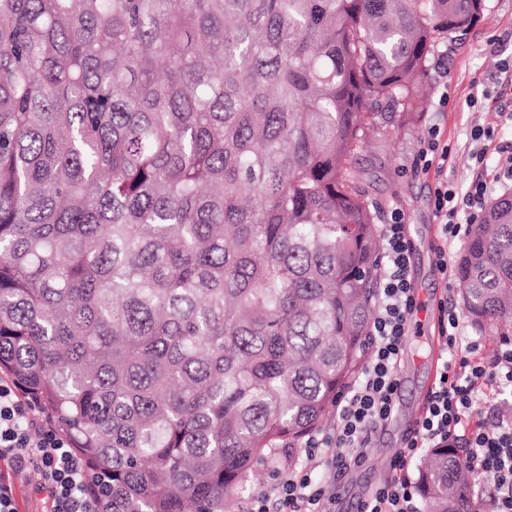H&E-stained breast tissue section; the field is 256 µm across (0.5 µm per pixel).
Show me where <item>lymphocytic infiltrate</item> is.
Returning <instances> with one entry per match:
<instances>
[{
	"label": "lymphocytic infiltrate",
	"instance_id": "obj_1",
	"mask_svg": "<svg viewBox=\"0 0 512 512\" xmlns=\"http://www.w3.org/2000/svg\"><path fill=\"white\" fill-rule=\"evenodd\" d=\"M448 165V144L437 127L425 129L414 167L434 174L435 247L440 269L448 267V247L465 240L469 221L483 212L489 185L477 177L457 196L442 175ZM465 210L468 223L456 222ZM383 248L376 283V303L369 326V360L354 382L336 398V423L330 436L311 435L304 446L307 460L325 478L282 465L270 487L252 493L245 512H336V489L349 472L366 462L378 429L393 416L401 380L399 366L410 319L416 309L411 275L414 244L401 210L394 209L379 227ZM439 336L444 357L434 386L421 413L397 451L394 476L380 484L357 512H426L420 490L409 471L410 462L441 443L463 439L471 476V512H512V407L493 408V425L475 421L489 396L512 394V339L502 338L495 351V366L487 368L479 341L464 336L461 322L447 301H439ZM0 460L17 475L36 470L48 492L49 512H99V500L88 488L81 460L66 441L43 424L32 404L23 402L13 382L0 378ZM495 492L482 497L483 483Z\"/></svg>",
	"mask_w": 512,
	"mask_h": 512
}]
</instances>
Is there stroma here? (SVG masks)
I'll return each mask as SVG.
<instances>
[{"label":"stroma","mask_w":512,"mask_h":512,"mask_svg":"<svg viewBox=\"0 0 512 512\" xmlns=\"http://www.w3.org/2000/svg\"><path fill=\"white\" fill-rule=\"evenodd\" d=\"M512 58V0H486L480 21L467 33L462 45L442 51L440 64L432 68L434 92L448 91L449 107L430 100L417 117L412 131L383 141L363 153L357 164L368 194L382 209L396 206L403 210L415 247L412 276L418 311L411 319L400 366L401 387L394 418L379 431L367 451L366 464L350 476L352 495L371 490L393 475L392 460L402 443L406 428L415 420L428 393L429 381L440 365L441 346L434 309L440 300L461 308L462 285L456 275H443L433 250V175L414 172L419 140L426 126L437 125L451 148L448 183L458 194H465L477 175L495 176V151H488L487 165L477 170L469 152L473 147L470 131L474 125L491 127L493 143H512V122L501 118L502 107L512 105V91L499 89L497 61ZM489 91L490 100L469 104L472 83Z\"/></svg>","instance_id":"1"}]
</instances>
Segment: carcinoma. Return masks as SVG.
Listing matches in <instances>:
<instances>
[{
    "label": "carcinoma",
    "instance_id": "1",
    "mask_svg": "<svg viewBox=\"0 0 512 512\" xmlns=\"http://www.w3.org/2000/svg\"><path fill=\"white\" fill-rule=\"evenodd\" d=\"M486 0H0V373L102 512H238L358 375L377 203L354 158L408 131ZM512 335V192L456 266ZM428 512H466L432 448Z\"/></svg>",
    "mask_w": 512,
    "mask_h": 512
}]
</instances>
